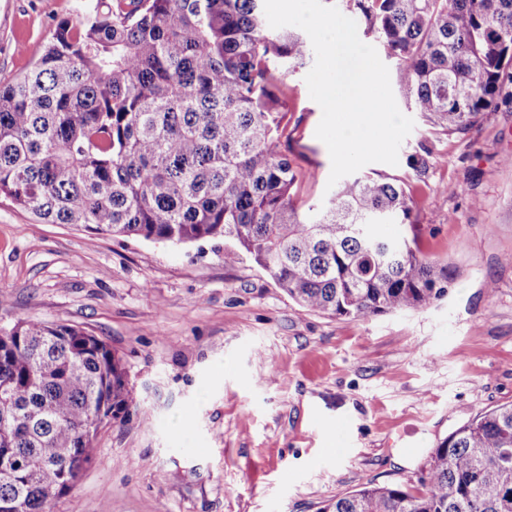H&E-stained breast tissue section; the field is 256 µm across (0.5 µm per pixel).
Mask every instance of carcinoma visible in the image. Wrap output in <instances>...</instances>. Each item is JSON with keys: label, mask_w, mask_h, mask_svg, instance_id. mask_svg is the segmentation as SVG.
Returning a JSON list of instances; mask_svg holds the SVG:
<instances>
[{"label": "carcinoma", "mask_w": 512, "mask_h": 512, "mask_svg": "<svg viewBox=\"0 0 512 512\" xmlns=\"http://www.w3.org/2000/svg\"><path fill=\"white\" fill-rule=\"evenodd\" d=\"M397 60L399 99L432 140L466 134L512 85V0H341ZM309 37L271 30L264 0H112L62 20L30 72L0 85V197L38 224L178 244L228 243L301 308L361 318L445 296L448 265L377 224H415L406 178L368 173L297 204L284 77ZM135 404L122 358L70 325L0 329V512H48ZM319 512H512V404L437 448L423 489L368 485Z\"/></svg>", "instance_id": "cac0c4a2"}]
</instances>
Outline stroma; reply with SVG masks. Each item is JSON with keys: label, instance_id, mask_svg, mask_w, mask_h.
<instances>
[{"label": "stroma", "instance_id": "stroma-1", "mask_svg": "<svg viewBox=\"0 0 512 512\" xmlns=\"http://www.w3.org/2000/svg\"><path fill=\"white\" fill-rule=\"evenodd\" d=\"M92 4L0 0V84ZM307 73H289L284 92L309 205L329 196L331 160ZM431 162L410 186L417 223L380 232L447 263L448 294L359 319L304 310L248 256L225 262L223 243L38 224L1 197L0 328L34 320L99 337L136 401L99 431L94 461L50 512H318L371 483L421 489L440 442L512 404V104L438 139Z\"/></svg>", "mask_w": 512, "mask_h": 512}]
</instances>
